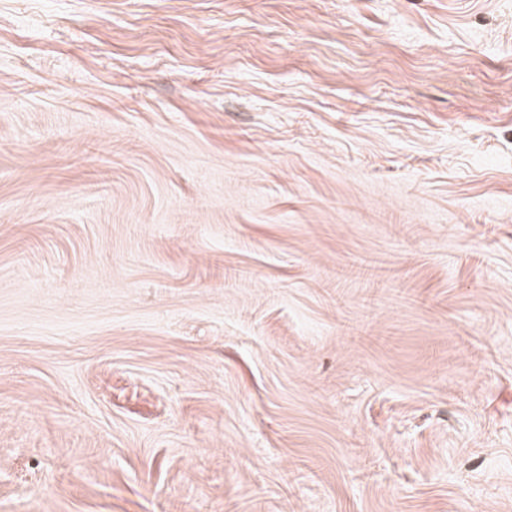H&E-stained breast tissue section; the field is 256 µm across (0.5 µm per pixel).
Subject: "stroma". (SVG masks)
I'll return each instance as SVG.
<instances>
[{
	"label": "stroma",
	"mask_w": 512,
	"mask_h": 512,
	"mask_svg": "<svg viewBox=\"0 0 512 512\" xmlns=\"http://www.w3.org/2000/svg\"><path fill=\"white\" fill-rule=\"evenodd\" d=\"M0 512H512V0H0Z\"/></svg>",
	"instance_id": "35a3bbf8"
}]
</instances>
